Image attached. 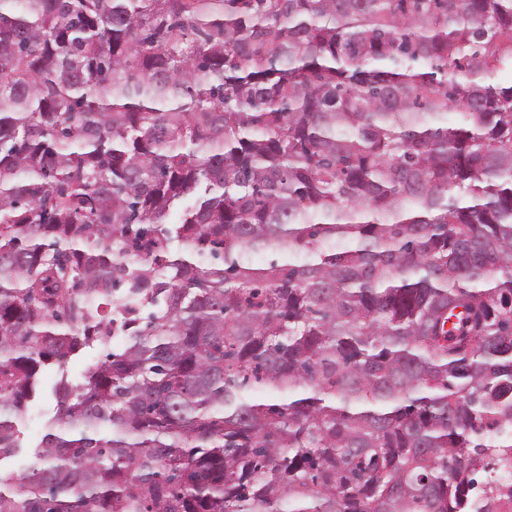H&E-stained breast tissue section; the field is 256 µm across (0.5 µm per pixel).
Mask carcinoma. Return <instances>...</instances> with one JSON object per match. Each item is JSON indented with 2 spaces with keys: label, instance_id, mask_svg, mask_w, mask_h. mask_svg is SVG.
<instances>
[{
  "label": "carcinoma",
  "instance_id": "carcinoma-1",
  "mask_svg": "<svg viewBox=\"0 0 512 512\" xmlns=\"http://www.w3.org/2000/svg\"><path fill=\"white\" fill-rule=\"evenodd\" d=\"M505 69L512 0H0V462L105 351L0 512H469L512 448ZM101 357L99 349H86L79 355L73 357L65 367V375L71 381H82L87 368L95 363ZM61 373L56 368L46 369L42 374L43 393L29 402L22 419L23 443L26 448L3 461V470L15 472L26 471L33 462V453L46 430L48 420L55 413V401L51 395L52 387L59 380Z\"/></svg>",
  "mask_w": 512,
  "mask_h": 512
}]
</instances>
